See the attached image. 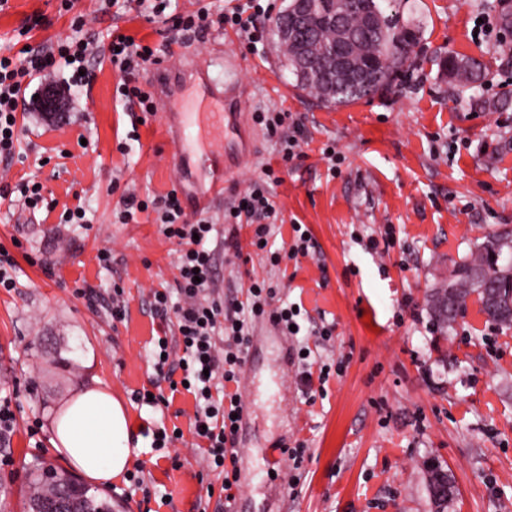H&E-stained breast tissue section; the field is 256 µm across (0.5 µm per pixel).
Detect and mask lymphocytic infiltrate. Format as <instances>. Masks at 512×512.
Returning a JSON list of instances; mask_svg holds the SVG:
<instances>
[{
	"instance_id": "lymphocytic-infiltrate-1",
	"label": "lymphocytic infiltrate",
	"mask_w": 512,
	"mask_h": 512,
	"mask_svg": "<svg viewBox=\"0 0 512 512\" xmlns=\"http://www.w3.org/2000/svg\"><path fill=\"white\" fill-rule=\"evenodd\" d=\"M84 25L83 17L75 15L71 36L60 41L55 50L27 48L17 57L0 55L1 158L9 160L15 154L18 137L14 117L30 84L44 77L57 59H64L69 65L82 64L97 54L98 49L92 41L81 35ZM109 47V60L122 76L118 87L121 96L138 104L142 111L153 112L154 104L139 87L138 76L156 63L155 49L137 43L123 33L113 34ZM254 118L264 124L271 135L277 136L283 163L301 157V145L305 140L301 119L287 117L283 112H258ZM274 177L272 167H263L259 179L252 181L225 210L224 221L253 226L252 246L268 252L271 265L277 266L283 257L309 255L312 235L306 225H293V243L288 253L267 251L265 242L269 227L280 217L268 187L269 180ZM149 210L155 213V222L162 234L179 244L175 264L178 304H171L167 290L153 293L155 312L163 316L174 315L178 337L173 341L165 336L155 339L154 369L158 378L164 381H172L177 372L187 381L186 391L193 395L196 403L194 434L203 443L201 453L208 469L222 477L218 503L227 508L234 501V491L239 486L240 459L235 439L240 428L238 416L242 400L236 392L225 393L218 399L212 390L220 385L238 383L246 364L249 330L238 312L249 309L252 317L268 318L285 331L297 323L299 315L292 306L275 304V288L256 277L249 280L245 300L226 301L217 296L215 255L207 247L215 226L204 218L188 221L177 192H168L151 201L127 198L118 220L128 224L135 221L137 214Z\"/></svg>"
}]
</instances>
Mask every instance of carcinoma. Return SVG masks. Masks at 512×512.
<instances>
[{
  "label": "carcinoma",
  "mask_w": 512,
  "mask_h": 512,
  "mask_svg": "<svg viewBox=\"0 0 512 512\" xmlns=\"http://www.w3.org/2000/svg\"><path fill=\"white\" fill-rule=\"evenodd\" d=\"M382 0H359L364 8L377 11L383 18V26L366 31L362 27V13L359 9L347 10L341 15L340 25L321 26L309 32V36L321 45L330 47L342 38L350 37L360 62L365 65H378L380 79L374 84L372 93L390 85L396 74L409 60L416 44V33L399 23L393 14L385 13ZM448 75L460 83H473L480 77L481 64L474 59L462 60L450 55L443 60ZM327 106L347 105L362 98L351 87L340 88L336 94L327 95L326 87L319 81L299 84ZM512 248V235L497 234L489 237L477 253L458 264L454 279L436 288L431 296V310L443 328L455 321L468 296L475 294L483 311L492 320L508 328L512 326V263H500L504 249ZM45 463H36L30 468L27 478L29 493L24 512L44 505L48 490L43 483ZM58 477L73 483L72 498L82 512H112V504L98 500L88 494V490L75 482V478L63 472Z\"/></svg>",
  "instance_id": "1"
}]
</instances>
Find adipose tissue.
I'll use <instances>...</instances> for the list:
<instances>
[{"label":"adipose tissue","instance_id":"obj_1","mask_svg":"<svg viewBox=\"0 0 512 512\" xmlns=\"http://www.w3.org/2000/svg\"><path fill=\"white\" fill-rule=\"evenodd\" d=\"M50 443L88 481L111 484L126 471L133 452L124 405L108 388L92 385L54 415Z\"/></svg>","mask_w":512,"mask_h":512}]
</instances>
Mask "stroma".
I'll use <instances>...</instances> for the list:
<instances>
[{
    "instance_id": "stroma-1",
    "label": "stroma",
    "mask_w": 512,
    "mask_h": 512,
    "mask_svg": "<svg viewBox=\"0 0 512 512\" xmlns=\"http://www.w3.org/2000/svg\"><path fill=\"white\" fill-rule=\"evenodd\" d=\"M265 2L270 14L252 51L228 26L187 47L210 61L218 85L227 78L225 57L238 59L246 115L290 112L307 130L304 157L271 188L283 222L272 226L270 245L289 247L298 222L315 243L308 256L271 266L251 248L250 227L224 221L226 204L262 165L279 163L266 131L253 164L205 212L218 229L208 246L224 298L256 275L277 285L278 299L305 309L295 339L268 321L253 325V367L240 383L252 412L237 438L251 469L232 512H434L427 489L434 462L454 485L445 512H512V329L492 321L473 296L445 332L430 309L433 288L453 279L462 258L489 234L512 230V0H393L401 24L419 31L410 60L372 98L338 107L297 87L274 34L286 0ZM78 8L99 45L118 30L166 47L164 25L124 0L106 11L100 0H79ZM483 16L495 32L479 38ZM70 22L60 0H9L0 10V54L49 48L69 34ZM449 55L483 62V79L466 86L449 78L438 65ZM89 69L88 85L67 67L30 85L18 107L14 158L0 159V181L39 182L44 196L34 210L20 193L0 197V245L17 262L16 288H0V397L11 400L17 421L0 447L11 459L0 488L12 512H21L27 464L38 458L66 467L50 445V416L98 383L128 409L144 484L120 479L91 493L124 512H148V492L168 497L160 512H197L221 481L192 447L193 396L178 393L155 407L136 399L156 381L153 338L177 333L151 305L153 290L174 285L177 244L153 217L135 224L115 217L129 196L150 200L179 184L189 191L208 184L224 161L193 158L179 168L163 115L145 117L125 102L108 58ZM48 88L63 101L52 117L33 102ZM328 143L341 159L334 168L321 154ZM77 205L86 223H62L64 210ZM86 285L96 289L95 303L77 296ZM117 288L128 304L121 321L108 311ZM324 327L332 337L320 345L315 334ZM298 342L314 344L312 360L334 369L325 396L312 402L291 360ZM35 420L42 430L33 441L26 427ZM156 426L185 436L155 451L144 430ZM299 442L308 453L294 488L287 463L272 471L266 456Z\"/></svg>"
}]
</instances>
